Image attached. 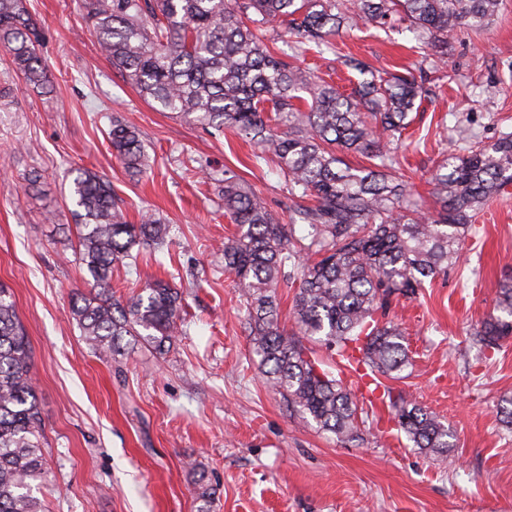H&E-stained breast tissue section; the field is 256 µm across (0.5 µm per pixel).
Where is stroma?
Wrapping results in <instances>:
<instances>
[{"label":"stroma","instance_id":"obj_1","mask_svg":"<svg viewBox=\"0 0 512 512\" xmlns=\"http://www.w3.org/2000/svg\"><path fill=\"white\" fill-rule=\"evenodd\" d=\"M26 7L44 35L53 89L26 84L0 49V284L32 347L49 469L33 493L45 512H512V429L500 416L512 397V337L491 352L472 340L512 278V186L477 215L481 231L465 239L459 262L386 312L413 355L391 386L453 431L447 459L435 461L374 416L362 440L337 441L267 384L245 302L224 271V242L237 228L216 178L235 170L284 218L278 170L256 165L233 129L214 136L143 100L100 53L80 0ZM336 44L304 64L342 91L360 80L347 54L411 72L426 88L391 144L423 210L436 207L428 181L443 154L512 133V0H500L480 29L449 33L437 70L422 64L423 45L402 24L347 29ZM116 116L141 132L149 167L140 177L112 153ZM78 168L111 181L130 221L150 210L171 227L162 252L141 250L135 269L112 275L123 301L157 281L180 289L183 332L166 354L139 345L99 355L71 316L73 296L87 290L69 243ZM50 211L56 223L46 222ZM204 486L210 498H201Z\"/></svg>","mask_w":512,"mask_h":512}]
</instances>
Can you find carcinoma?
<instances>
[{
	"label": "carcinoma",
	"mask_w": 512,
	"mask_h": 512,
	"mask_svg": "<svg viewBox=\"0 0 512 512\" xmlns=\"http://www.w3.org/2000/svg\"><path fill=\"white\" fill-rule=\"evenodd\" d=\"M498 6L499 0H83L101 51L144 99L214 135L231 128L253 144L256 164L278 165L293 202L287 223L234 170L224 169L218 180L224 212L239 228L224 242V271L244 297L251 352L268 383L294 414L342 440L361 438L362 414L379 400L414 447L434 457L453 448L436 413L384 383L410 359L401 325L379 314L446 272L461 239L479 232L472 218L512 184V133L461 156L443 155L429 180L439 210L426 213L407 200L399 157L388 147L409 126L422 86L349 56L345 64L364 79L345 95L297 62L313 49L336 51L345 28L383 29L399 20L443 63L448 33L482 27ZM280 19L294 36L286 60L270 47ZM40 42L24 0H0V46L25 82L42 88L50 80ZM109 139L126 171L142 175L148 158L139 130L114 117ZM350 153L369 165L351 166L344 159ZM70 191L74 257L89 288L73 301V319L101 355L118 352L124 341L169 350L182 332L178 289L158 281L124 303L112 295L114 269L136 262V246L162 248L169 225L148 212L130 223L124 201L95 172L76 170ZM284 275L297 286L294 330L282 323L276 297ZM496 310L474 332L489 350L512 335L511 281L501 285ZM307 340L334 352L337 374L319 367ZM31 367L13 294L0 286V512H43L32 495L49 471Z\"/></svg>",
	"instance_id": "carcinoma-1"
}]
</instances>
